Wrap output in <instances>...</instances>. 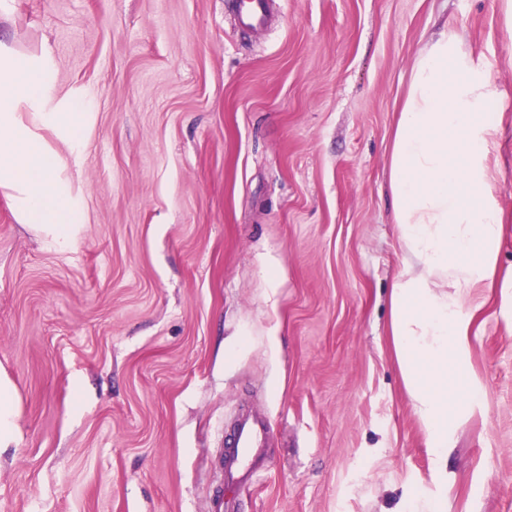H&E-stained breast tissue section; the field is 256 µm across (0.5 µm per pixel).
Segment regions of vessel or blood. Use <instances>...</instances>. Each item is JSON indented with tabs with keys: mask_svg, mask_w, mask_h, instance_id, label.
Listing matches in <instances>:
<instances>
[{
	"mask_svg": "<svg viewBox=\"0 0 512 512\" xmlns=\"http://www.w3.org/2000/svg\"><path fill=\"white\" fill-rule=\"evenodd\" d=\"M268 438L266 422L249 416L240 418L230 430L224 451V491L213 512H231L237 491L252 480L258 450Z\"/></svg>",
	"mask_w": 512,
	"mask_h": 512,
	"instance_id": "b4317fda",
	"label": "vessel or blood"
}]
</instances>
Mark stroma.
Segmentation results:
<instances>
[{"instance_id": "obj_1", "label": "stroma", "mask_w": 512, "mask_h": 512, "mask_svg": "<svg viewBox=\"0 0 512 512\" xmlns=\"http://www.w3.org/2000/svg\"><path fill=\"white\" fill-rule=\"evenodd\" d=\"M0 0L36 109L85 113V226L56 249L0 191V367L18 398L0 512H212L229 419L268 421L238 512H512V289L486 291L481 404L446 472L387 325L390 145L411 67L460 24L496 79L512 215V29L498 0Z\"/></svg>"}]
</instances>
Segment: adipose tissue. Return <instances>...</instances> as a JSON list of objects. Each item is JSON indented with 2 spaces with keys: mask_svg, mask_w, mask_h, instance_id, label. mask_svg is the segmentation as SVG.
Segmentation results:
<instances>
[{
  "mask_svg": "<svg viewBox=\"0 0 512 512\" xmlns=\"http://www.w3.org/2000/svg\"><path fill=\"white\" fill-rule=\"evenodd\" d=\"M44 80L32 61L0 59V188L19 223L55 244H74L83 213L38 125L81 141L84 113L40 112ZM500 98L496 80L444 24L415 60L390 152L389 186L402 266L390 295L389 335L406 395L429 439L436 468L448 464V439L481 402L467 376L471 319L479 289L498 273L503 210L495 195Z\"/></svg>",
  "mask_w": 512,
  "mask_h": 512,
  "instance_id": "1",
  "label": "adipose tissue"
}]
</instances>
